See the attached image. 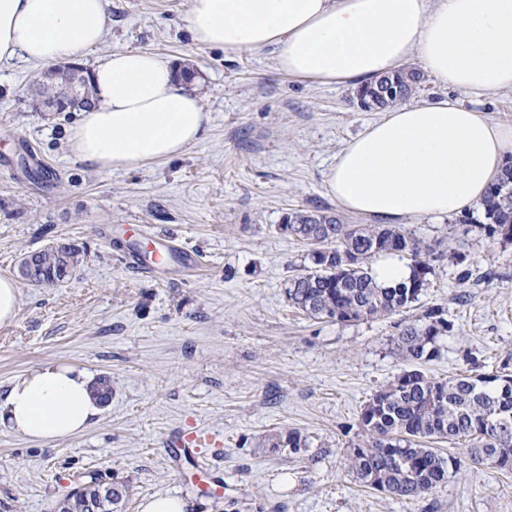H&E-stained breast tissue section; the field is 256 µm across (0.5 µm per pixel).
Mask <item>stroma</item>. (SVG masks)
Instances as JSON below:
<instances>
[{
	"label": "stroma",
	"mask_w": 512,
	"mask_h": 512,
	"mask_svg": "<svg viewBox=\"0 0 512 512\" xmlns=\"http://www.w3.org/2000/svg\"><path fill=\"white\" fill-rule=\"evenodd\" d=\"M106 10L82 66L118 47L191 64L209 122L180 157L100 170L67 149L78 113L28 108L40 66L0 65V276L19 282L17 316L0 325V395L49 361L112 380L98 420L73 437L33 443L0 429V512H54L93 477L127 484L125 512L159 495L190 512H512V472L469 465L461 441L440 443L462 465L425 500L352 479L344 462L361 408L409 367L395 320H311L288 303L289 279L311 261L278 226L289 210L333 206L329 168L383 110L359 107L349 85L281 72L272 49L195 47L188 0ZM442 98L512 124V88L476 95L427 74L410 102ZM401 226L435 246L430 284L404 318L436 309L454 325L423 372L512 374V241L457 216ZM50 244L80 250L72 277L21 280V260ZM290 429L316 463L265 447ZM194 431L212 444L172 455L169 440Z\"/></svg>",
	"instance_id": "stroma-1"
}]
</instances>
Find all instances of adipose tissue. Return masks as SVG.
<instances>
[{
	"label": "adipose tissue",
	"instance_id": "1",
	"mask_svg": "<svg viewBox=\"0 0 512 512\" xmlns=\"http://www.w3.org/2000/svg\"><path fill=\"white\" fill-rule=\"evenodd\" d=\"M195 46L238 54L274 48L278 68L323 84L371 82L417 56L438 82L512 88V0H189ZM107 26L106 0H0V61H79ZM95 106L67 136L102 170L181 156L208 116L195 87L147 50L116 49L90 73ZM512 153V124L449 99L402 105L337 156L326 189L343 209L392 223L479 204ZM92 379L47 362L0 397V426L34 443L72 437L100 414Z\"/></svg>",
	"mask_w": 512,
	"mask_h": 512
}]
</instances>
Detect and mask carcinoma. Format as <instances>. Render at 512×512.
Masks as SVG:
<instances>
[{"label": "carcinoma", "instance_id": "obj_1", "mask_svg": "<svg viewBox=\"0 0 512 512\" xmlns=\"http://www.w3.org/2000/svg\"><path fill=\"white\" fill-rule=\"evenodd\" d=\"M419 75L415 68H402L359 86L356 97L389 85L400 98H379L377 106L398 105L415 95ZM30 96L52 112H69L73 102L78 111L93 106L89 75L82 73H42L30 83ZM479 208L487 220L481 229L488 237L497 235L499 227L512 226V160L505 163ZM279 230L311 246L314 269L288 279L285 289L288 302L311 319L343 323L389 318L418 301L429 286L432 271L426 256L431 246L400 227L346 224L329 207L316 205L286 213ZM385 255L410 259V276L393 286H379L374 264ZM78 262L74 247L43 248L22 262L21 277L36 286L61 282ZM424 319L405 324L395 342L399 355L415 368L403 371L365 403L358 416L363 438L350 446L345 458L347 472L360 484L404 500L425 498L457 472L456 458H446L431 447L445 439L466 441V458L473 466L491 464L512 471V376H427L417 366L439 356L438 341L453 324L434 310ZM490 416L498 419L493 433L482 427ZM267 445L299 456L309 448L308 438L297 430L271 435ZM127 493L123 484L105 496L86 485L60 498L57 507L63 512H122Z\"/></svg>", "mask_w": 512, "mask_h": 512}]
</instances>
